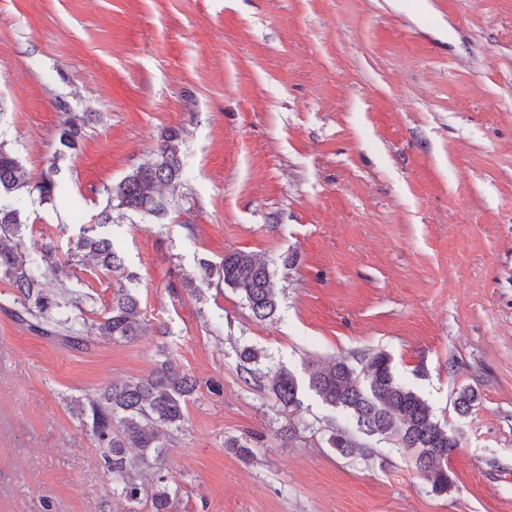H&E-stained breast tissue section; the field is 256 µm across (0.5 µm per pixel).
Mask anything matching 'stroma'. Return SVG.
Segmentation results:
<instances>
[{
    "mask_svg": "<svg viewBox=\"0 0 512 512\" xmlns=\"http://www.w3.org/2000/svg\"><path fill=\"white\" fill-rule=\"evenodd\" d=\"M62 99L96 119L54 202L13 194L26 251L50 237L67 259L167 130L186 180L164 219L113 210L124 271L69 268L101 315L136 274L146 336L68 350L0 280V512H150L113 497L70 401L167 356L198 381L172 512H512V0H0V141L29 182ZM238 249L268 264L275 320L201 278ZM245 345L302 383L308 361L389 354L460 440L451 488L388 439L340 455L349 419L308 389L283 410L246 383Z\"/></svg>",
    "mask_w": 512,
    "mask_h": 512,
    "instance_id": "35a3bbf8",
    "label": "stroma"
}]
</instances>
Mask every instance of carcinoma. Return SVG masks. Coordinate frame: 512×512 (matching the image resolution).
<instances>
[{"instance_id": "cac0c4a2", "label": "carcinoma", "mask_w": 512, "mask_h": 512, "mask_svg": "<svg viewBox=\"0 0 512 512\" xmlns=\"http://www.w3.org/2000/svg\"><path fill=\"white\" fill-rule=\"evenodd\" d=\"M57 108L62 114L59 149L35 184L26 180L16 154L0 143V194L24 189L30 195L37 194L42 203L54 201L61 186V162L78 149L85 128L84 114L71 111L63 101ZM183 179L180 134L172 130L165 134L152 159L104 187L106 209L98 214L96 223L82 229L67 264L80 258L111 272L123 269V260L107 232L109 209L115 206L161 219L168 210L162 190L177 191ZM24 226L19 208L0 203V280L7 282L15 295L18 308L12 316L16 321L77 351L89 350L96 336L132 341L146 334L138 296L128 286L115 293L100 320L90 323L85 319L83 326L77 327L68 310L85 314L94 298L65 286L62 275L66 271L53 267L56 246L52 239H47L39 252H25ZM49 267L54 268L55 286L48 281ZM203 269L217 277L216 286L225 283L239 291L256 319L265 321L276 315L278 298L268 265L253 253L234 250L218 264H203ZM238 358L256 386L268 391L284 409L301 407L300 386L291 371L283 366L268 371L259 368L265 354L252 346L240 349ZM196 387V381L167 357L144 377L114 382L94 396L73 400L79 424L99 449L103 467L112 479V494L132 506L146 497L151 500V512H169L178 488L170 485L169 476L155 464L166 454L171 434L183 426L185 409ZM308 388L325 405L345 412L360 433L392 439L398 447L413 451L416 467L433 488L448 490V463L458 440L436 418L428 402L397 379L388 354L368 357L360 375L344 360L313 364L308 371ZM475 400L472 388L460 389L454 401L456 411L468 414ZM330 443L344 456L359 448L344 431L333 433Z\"/></svg>"}]
</instances>
